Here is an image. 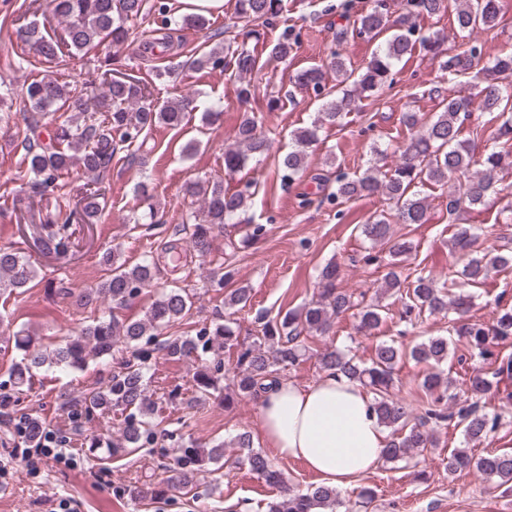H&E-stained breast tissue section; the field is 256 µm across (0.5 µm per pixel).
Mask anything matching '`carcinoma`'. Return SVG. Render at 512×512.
I'll return each mask as SVG.
<instances>
[{"instance_id":"carcinoma-1","label":"carcinoma","mask_w":512,"mask_h":512,"mask_svg":"<svg viewBox=\"0 0 512 512\" xmlns=\"http://www.w3.org/2000/svg\"><path fill=\"white\" fill-rule=\"evenodd\" d=\"M55 12L65 18L63 44L48 40L34 25L22 35L25 42L39 45L49 60H60L65 52L83 51L95 40L108 36L112 45L123 44L129 36L126 23L139 19L150 11L160 18L161 28L174 30L189 19L205 24V17L175 15L166 0H52ZM238 13L249 21L266 20L282 9V0H237ZM449 11L453 13V26L461 38L467 39L482 31L489 32L499 25L500 8L497 0H406V14L398 28L377 46L372 57L360 72L348 69L345 58L334 55L332 67L338 84L336 98L323 103L317 118L310 126L293 133L295 148L279 161L282 179L292 180L306 169V148L317 141L318 129L325 123H336L350 111L355 100L365 92H372L383 84L393 64L410 60L422 51L438 61L441 70L456 77H466L477 89L482 108L500 119L495 132L498 149L475 159L469 144L461 139L464 121L470 117L472 99L469 96H446L443 111L433 120L426 121L418 112H405L402 122L409 135L403 145L399 162L381 171L373 165L360 174H336V198L351 199L363 194L381 195L387 208L373 213L361 225L360 233L385 253L383 293L401 302L402 315L420 319L425 314L452 311L447 336H431L406 351L390 338L381 341L374 356L363 362L339 348L322 354V369L342 374L359 383L372 396V408L378 422L391 430V438L384 448L382 460L386 463L401 461L414 451H422L433 442L432 423L452 422L463 427L467 441L477 442L495 429L499 416L481 411L477 402H459L449 393L451 379L444 375L441 365L448 361L452 337L463 342L468 351L481 358L491 355L490 345L495 341L512 340V307H499L490 322L468 317L472 295L464 290L454 292L446 284H438L431 275H418L414 279L402 274V263L412 252L411 242L392 233L394 224H424L427 222V197L420 195L418 187L426 184L440 188L450 186L448 214L454 215L476 205L489 206L501 199L505 188L500 186L498 173L505 156L512 153V55L495 58L486 66H479L480 51L475 45L462 43L458 49H443L439 34L421 35L411 17L429 18ZM386 9L377 5L353 21L352 28L336 31V42L346 40L348 33L368 35L372 38L388 31ZM184 65L193 70L222 69L229 65L241 77L264 66L261 55L244 46L228 43L217 45L210 51L191 57ZM104 68V90L93 101L85 98L84 89L76 84L61 82L52 75L33 79L25 92L16 97L12 91L0 93V104L10 100L8 109L23 116L26 124L22 140L24 150L21 164L33 175L29 181L34 197L53 196L67 186L65 178L76 169L103 179L112 165V157L124 147L138 142L145 130L164 124L176 127L186 118L189 101L185 98L157 104L143 93L133 79L112 77V56L100 62ZM296 82L305 88L324 87V73L320 66H311L296 75ZM49 114L55 128L43 137L42 116ZM269 148L267 137L258 131L255 118L247 115L238 130V140L224 149V173L228 176L240 172L248 160L265 153ZM253 183L244 189L231 191L224 188V180H191L184 187V195L203 203V207L189 212L182 219L183 229L190 230L189 243L199 256L212 254L214 238L224 233L230 223L244 209ZM102 189L85 195L65 215L61 226L40 238L43 249L56 254L67 248V230L71 224H91L101 211ZM481 228L461 225L452 235V249L469 253L479 238ZM112 273L98 288L78 296L80 305L87 307L100 299L109 301L108 310L82 326L78 334L65 336L41 349L33 346L30 336L12 335L5 343H14L21 357L13 363L12 374L19 383L31 382L38 371L68 372L82 370L89 356L100 358L112 355L119 344L132 348L130 357L118 362L107 381L87 389L77 399L64 396L62 408L73 419L92 417L119 411L124 414L118 438L112 440V456L130 454L153 442L155 424L151 420L157 401L152 399L146 379L152 353L140 347L151 343L160 331L190 314L193 296L184 288H165L144 317L120 321L112 309L120 308L138 297L149 287L157 269L154 255L146 254L132 267L112 254ZM512 269V250L471 256L459 272L462 285H487L493 276ZM35 278V267L26 255L11 246H0V291L13 293L22 290ZM340 268L330 263L321 271V290L317 299L285 312L277 320L262 323L260 332L239 350L233 385L243 395L257 398L268 392L281 380V371L294 365L305 352L303 334L325 333L338 314L357 309L358 329L374 334L387 320L389 307L382 298L363 304L338 287ZM249 302V289L241 287L224 297V308L240 310ZM222 338L224 344H238L236 331L229 322L217 323L214 328L199 330L194 336H170L162 344L165 355L173 360H206L213 368L199 370L194 377L199 397L219 390L223 362L216 352L214 341ZM427 366L418 385L426 396L422 412L413 413L404 399L397 397L395 369L405 356ZM512 380V358L502 359L494 371L488 373L474 369L465 378L466 391L473 397L484 395L493 386ZM240 463L266 484L285 488L283 472L261 451L252 446L249 435L236 439ZM224 445L206 449L184 448L174 459L171 487L185 488L195 483L197 475L213 465L222 468ZM448 474L455 475L474 469L482 478L505 491L512 490V452L493 451L479 457L467 448H453L443 459ZM343 501L333 486H311L305 490H290L282 501L266 504V512H339Z\"/></svg>"}]
</instances>
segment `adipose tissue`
I'll return each instance as SVG.
<instances>
[{
  "label": "adipose tissue",
  "instance_id": "ef3b65f1",
  "mask_svg": "<svg viewBox=\"0 0 512 512\" xmlns=\"http://www.w3.org/2000/svg\"><path fill=\"white\" fill-rule=\"evenodd\" d=\"M259 408L267 445L279 457L302 460L330 486H351L387 444L370 395L342 375L327 373L306 386L280 382Z\"/></svg>",
  "mask_w": 512,
  "mask_h": 512
}]
</instances>
